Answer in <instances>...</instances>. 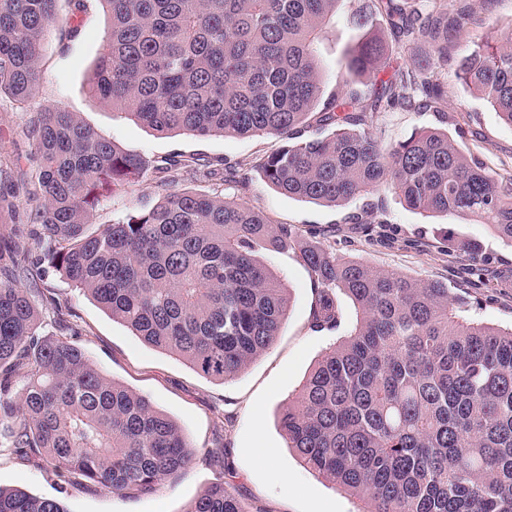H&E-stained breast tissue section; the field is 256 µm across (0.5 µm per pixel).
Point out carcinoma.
I'll return each instance as SVG.
<instances>
[{
	"label": "carcinoma",
	"mask_w": 512,
	"mask_h": 512,
	"mask_svg": "<svg viewBox=\"0 0 512 512\" xmlns=\"http://www.w3.org/2000/svg\"><path fill=\"white\" fill-rule=\"evenodd\" d=\"M58 0H0V95L19 103L39 79ZM110 14L89 92L162 133L272 135L288 141L257 164L277 191L342 206L381 187L414 210L475 216L512 244V173L466 155L439 129L389 146L372 134L395 107L448 113L440 70L474 10L494 0H349L365 30L344 52L339 90L322 99L318 47L340 0H101ZM387 24H373L376 17ZM419 52L393 64L386 35ZM456 78L512 126V37L478 44ZM327 135L303 137L308 118ZM31 136L39 164L43 262L146 344L224 382L269 348L289 296L261 250L298 249L319 288V321L338 294L357 307L350 334L317 361L281 417L301 463L360 512H512V326L461 315L448 285L338 258L286 225L219 196L168 192L112 224L92 217L150 163L47 108ZM176 155L156 168L191 171ZM0 251V447L44 459L58 476L120 494L148 493L190 468L195 451L145 397L103 376L62 335L37 333L24 284L38 275ZM0 512H67L55 498L0 488ZM189 512H245L215 483Z\"/></svg>",
	"instance_id": "carcinoma-1"
}]
</instances>
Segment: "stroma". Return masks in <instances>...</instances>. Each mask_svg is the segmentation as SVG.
Instances as JSON below:
<instances>
[{
	"label": "stroma",
	"instance_id": "35a3bbf8",
	"mask_svg": "<svg viewBox=\"0 0 512 512\" xmlns=\"http://www.w3.org/2000/svg\"><path fill=\"white\" fill-rule=\"evenodd\" d=\"M494 15L495 27L482 22L472 26L449 51L441 72L448 90L444 125L449 136H460L465 153L506 173L512 172V126L455 76L458 60L474 45L494 34H512V0H496ZM58 17V25L50 27L43 40L33 95L22 104L0 97V197L9 201L8 206H0V241L19 247L32 261L44 251L34 233L36 203L29 199L23 181L37 165L29 134L32 118L54 107L78 113L99 135L148 160L178 153L201 161L197 169L179 172L166 189L158 187L151 172L138 183L117 187L96 211L95 223H114L132 210L155 203L169 189L221 196L253 207L270 224L291 226L338 256L445 282L466 298L467 318L512 324V244L501 240L490 225L408 208L384 188L338 207L281 194L256 170L262 157L282 147L280 138L163 135L121 116L86 86L109 26L102 0H85L78 13L68 0H60ZM360 36V31L346 28L337 17L327 26L319 50L325 94L336 90L343 49ZM439 125L433 112L396 110L382 114L372 132L388 145L415 130ZM367 207L374 212L372 223H353V215ZM464 240L473 242L485 258L471 275L464 272L471 265L468 256L456 247ZM262 259L290 294L288 315L274 343L225 382L207 378L177 357L146 345L56 272L29 287L41 332L57 329L53 305L64 304L68 310L64 336L84 350L104 376L133 389L175 420L195 448L196 460L152 492L124 495L63 482L46 461L4 449L0 451V486L60 499L68 512H187L207 486L221 481L246 512H357L355 499L298 462L280 426L284 410L317 359L350 333L356 309L350 299L340 297L336 328L318 326L314 278L296 251H266ZM270 449L276 461L266 467L260 458Z\"/></svg>",
	"mask_w": 512,
	"mask_h": 512
}]
</instances>
